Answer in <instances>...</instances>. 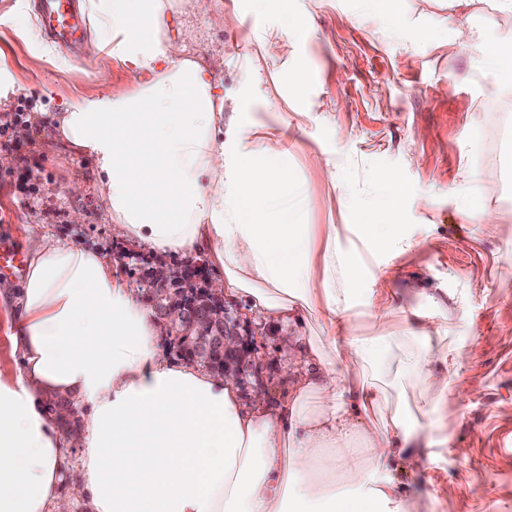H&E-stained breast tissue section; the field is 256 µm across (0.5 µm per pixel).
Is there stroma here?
<instances>
[{
	"label": "stroma",
	"instance_id": "35a3bbf8",
	"mask_svg": "<svg viewBox=\"0 0 512 512\" xmlns=\"http://www.w3.org/2000/svg\"><path fill=\"white\" fill-rule=\"evenodd\" d=\"M460 16L490 39L512 32L497 0H171L167 22L186 55L209 66L225 122L267 156L287 151L294 220L336 225L341 256L360 269L355 302L375 299L379 317L419 336L434 315L467 354L461 392L419 430L423 467L394 469L409 512H512V196L497 190L512 175V148L488 110L512 91L483 47L462 44ZM40 33L34 0H0V63L13 82L0 115L25 108L0 136L11 158L0 168V249L25 251L47 231L113 259L130 244L92 189L93 161L57 141L54 117L106 90L131 93L141 74L92 40L75 58ZM295 71L302 84L290 83ZM28 173L40 190L25 202ZM76 180L82 191L71 190ZM388 204L397 225L383 242L365 239L361 213ZM225 303L254 332L267 402L285 403L313 369L305 324Z\"/></svg>",
	"mask_w": 512,
	"mask_h": 512
}]
</instances>
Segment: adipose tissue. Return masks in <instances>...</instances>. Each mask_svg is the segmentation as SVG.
<instances>
[{
	"label": "adipose tissue",
	"instance_id": "1",
	"mask_svg": "<svg viewBox=\"0 0 512 512\" xmlns=\"http://www.w3.org/2000/svg\"><path fill=\"white\" fill-rule=\"evenodd\" d=\"M167 0H88L97 45L148 78L129 94L71 103L61 138L89 155L117 237L202 255L218 285L287 322L315 314L316 372L279 408H243L238 384L169 360L152 309L97 250L32 238L0 374V512H408L392 464L420 466L418 427L448 402L465 359L445 331L417 337L353 300L335 225L268 220L288 166L259 142L224 160V115L204 68L164 33ZM323 273L313 276L314 259ZM78 394L62 434L48 398ZM82 477L61 494L67 451Z\"/></svg>",
	"mask_w": 512,
	"mask_h": 512
}]
</instances>
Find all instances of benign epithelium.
<instances>
[{
	"label": "benign epithelium",
	"instance_id": "7a95c632",
	"mask_svg": "<svg viewBox=\"0 0 512 512\" xmlns=\"http://www.w3.org/2000/svg\"><path fill=\"white\" fill-rule=\"evenodd\" d=\"M200 267L198 263L172 272L161 265L141 266V286L154 295L165 337L176 347L193 342L199 360L219 353L224 369L218 374L234 377L239 385L249 386L257 394L266 392L261 366L255 360L258 345L254 333L227 309L213 313L215 304L224 303V291L209 281L197 286L194 279Z\"/></svg>",
	"mask_w": 512,
	"mask_h": 512
}]
</instances>
